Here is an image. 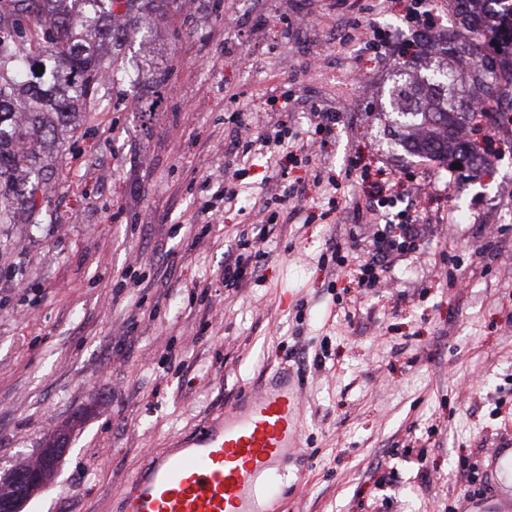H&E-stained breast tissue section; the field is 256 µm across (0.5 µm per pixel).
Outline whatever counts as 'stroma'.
<instances>
[{
	"instance_id": "1",
	"label": "stroma",
	"mask_w": 512,
	"mask_h": 512,
	"mask_svg": "<svg viewBox=\"0 0 512 512\" xmlns=\"http://www.w3.org/2000/svg\"><path fill=\"white\" fill-rule=\"evenodd\" d=\"M413 0H166L112 53L139 72L61 128L38 224H0V476L85 417L25 512H115L128 478L236 395L291 373L284 512H496L512 475V78L454 169L397 145L389 90L424 55ZM254 105L279 146L237 142ZM336 114L329 135L315 110ZM243 169L224 201V174ZM414 249L360 286L378 188ZM286 189L284 208L269 198ZM277 227L239 287L224 254ZM484 496L470 497L473 480Z\"/></svg>"
}]
</instances>
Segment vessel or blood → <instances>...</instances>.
Instances as JSON below:
<instances>
[{
  "label": "vessel or blood",
  "mask_w": 512,
  "mask_h": 512,
  "mask_svg": "<svg viewBox=\"0 0 512 512\" xmlns=\"http://www.w3.org/2000/svg\"><path fill=\"white\" fill-rule=\"evenodd\" d=\"M300 402L285 372L243 391L194 436L151 453L128 480L120 512H275Z\"/></svg>",
  "instance_id": "1"
}]
</instances>
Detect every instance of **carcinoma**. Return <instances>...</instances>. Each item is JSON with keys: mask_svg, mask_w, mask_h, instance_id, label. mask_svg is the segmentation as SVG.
<instances>
[{"mask_svg": "<svg viewBox=\"0 0 512 512\" xmlns=\"http://www.w3.org/2000/svg\"><path fill=\"white\" fill-rule=\"evenodd\" d=\"M153 0H0V224L14 223L16 210L28 223H40L38 198L46 174L29 153L27 140L37 134L47 145L56 128L86 112L116 81L138 74L99 53L96 38L114 42L126 34L112 27L115 10L144 15ZM504 0H456V20L429 73L405 61L396 72L390 108L398 117V140L410 154L479 167L485 157L461 131L476 118L472 96L497 95L499 80L512 76V6ZM496 42L479 60L465 57L460 31Z\"/></svg>", "mask_w": 512, "mask_h": 512, "instance_id": "1", "label": "carcinoma"}]
</instances>
